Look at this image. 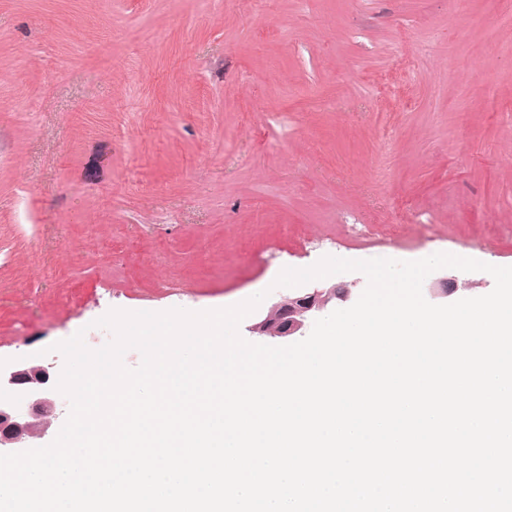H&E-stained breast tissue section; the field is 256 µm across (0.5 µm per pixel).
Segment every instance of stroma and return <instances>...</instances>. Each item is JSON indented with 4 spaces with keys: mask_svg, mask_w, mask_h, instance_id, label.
Masks as SVG:
<instances>
[{
    "mask_svg": "<svg viewBox=\"0 0 512 512\" xmlns=\"http://www.w3.org/2000/svg\"><path fill=\"white\" fill-rule=\"evenodd\" d=\"M499 3L0 0V366L326 256L512 265Z\"/></svg>",
    "mask_w": 512,
    "mask_h": 512,
    "instance_id": "1",
    "label": "stroma"
}]
</instances>
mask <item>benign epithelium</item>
Wrapping results in <instances>:
<instances>
[{
	"label": "benign epithelium",
	"mask_w": 512,
	"mask_h": 512,
	"mask_svg": "<svg viewBox=\"0 0 512 512\" xmlns=\"http://www.w3.org/2000/svg\"><path fill=\"white\" fill-rule=\"evenodd\" d=\"M351 299L348 286L336 283L309 287L297 296L281 294L249 331L269 338L301 334L333 303ZM49 381V368L43 365L21 364L0 370V447L5 451L36 448L45 437V426L58 408Z\"/></svg>",
	"instance_id": "7a95c632"
}]
</instances>
